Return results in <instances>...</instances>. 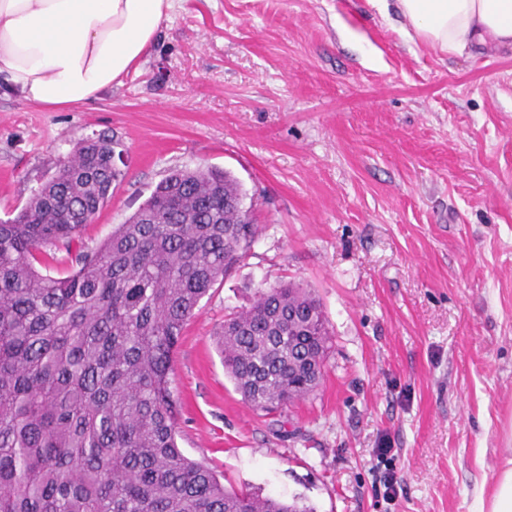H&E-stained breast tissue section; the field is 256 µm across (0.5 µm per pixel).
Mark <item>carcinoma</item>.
<instances>
[{
  "instance_id": "obj_1",
  "label": "carcinoma",
  "mask_w": 512,
  "mask_h": 512,
  "mask_svg": "<svg viewBox=\"0 0 512 512\" xmlns=\"http://www.w3.org/2000/svg\"><path fill=\"white\" fill-rule=\"evenodd\" d=\"M114 149L84 139L0 221V512H307L224 488L177 441L179 337L255 238L232 205L242 185L174 170L89 249L79 234L121 176ZM50 261L70 274L42 272ZM329 341L319 300L293 285L258 292L221 332L225 369L261 411L315 390Z\"/></svg>"
}]
</instances>
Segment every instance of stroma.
Wrapping results in <instances>:
<instances>
[{
  "label": "stroma",
  "instance_id": "obj_1",
  "mask_svg": "<svg viewBox=\"0 0 512 512\" xmlns=\"http://www.w3.org/2000/svg\"><path fill=\"white\" fill-rule=\"evenodd\" d=\"M98 134L127 159L87 247L176 168L230 172L258 227L178 343L183 453L313 512H475L512 441V53L442 54L370 0H177L91 103L0 87V219ZM288 283L320 299L332 341L315 392L268 414L217 334Z\"/></svg>",
  "mask_w": 512,
  "mask_h": 512
}]
</instances>
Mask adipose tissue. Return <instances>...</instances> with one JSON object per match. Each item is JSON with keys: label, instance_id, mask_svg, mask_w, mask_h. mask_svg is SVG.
Segmentation results:
<instances>
[{"label": "adipose tissue", "instance_id": "adipose-tissue-1", "mask_svg": "<svg viewBox=\"0 0 512 512\" xmlns=\"http://www.w3.org/2000/svg\"><path fill=\"white\" fill-rule=\"evenodd\" d=\"M174 0H0V80L29 104L67 110L136 68ZM396 5L414 35L448 55L512 51V0H372ZM477 512H512V448Z\"/></svg>", "mask_w": 512, "mask_h": 512}]
</instances>
